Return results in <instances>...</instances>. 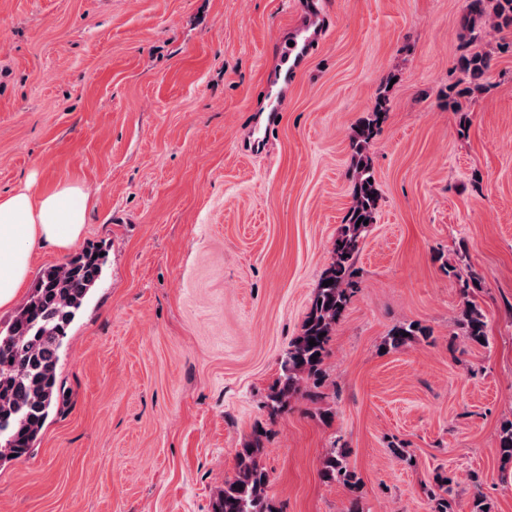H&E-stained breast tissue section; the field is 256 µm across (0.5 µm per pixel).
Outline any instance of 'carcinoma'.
<instances>
[{
    "label": "carcinoma",
    "instance_id": "carcinoma-1",
    "mask_svg": "<svg viewBox=\"0 0 512 512\" xmlns=\"http://www.w3.org/2000/svg\"><path fill=\"white\" fill-rule=\"evenodd\" d=\"M483 24L498 32L512 29V0H469L460 20L466 42L479 39ZM501 48L503 44L499 43L494 48L470 51L457 58L455 71L459 77L448 88V108L461 112L468 97L485 90L483 77ZM385 111V99L380 97L354 128L352 200L301 333L289 342L282 355L281 373L267 396L266 408L271 417L285 410L306 385L317 387L322 383L331 336L358 289L356 260L363 248L364 234L375 222L380 200L377 183L372 181L374 174L368 152ZM361 218L368 224L358 223ZM102 253L101 247H86L66 263L41 270L12 319L0 326V465L29 454L51 405L60 396L56 373L59 352L68 326L100 279L106 263ZM445 273L458 282L465 298L456 318L461 335L469 343L488 344L486 317L469 300L471 294L482 288L480 277L472 270L464 273L454 265L445 266ZM330 279L333 283L323 286ZM430 336L429 329L419 322L402 323L390 329L384 348L396 350L420 337ZM311 339L315 340L313 347L309 345ZM498 447L502 460L512 462V421L501 426ZM263 452L260 433L238 450L236 473L224 480L214 512H273L267 495L271 478L260 464ZM322 476L350 489L359 485V478L349 468L346 450L341 446L334 445L327 450ZM439 488L443 493L434 497L433 512H458L451 480L441 479Z\"/></svg>",
    "mask_w": 512,
    "mask_h": 512
}]
</instances>
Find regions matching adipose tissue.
<instances>
[{"mask_svg":"<svg viewBox=\"0 0 512 512\" xmlns=\"http://www.w3.org/2000/svg\"><path fill=\"white\" fill-rule=\"evenodd\" d=\"M89 213L88 193L73 184L37 196L26 190L0 196V308L15 302L38 251L78 244Z\"/></svg>","mask_w":512,"mask_h":512,"instance_id":"adipose-tissue-1","label":"adipose tissue"}]
</instances>
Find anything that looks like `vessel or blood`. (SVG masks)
<instances>
[{
  "label": "vessel or blood",
  "instance_id": "b4317fda",
  "mask_svg": "<svg viewBox=\"0 0 512 512\" xmlns=\"http://www.w3.org/2000/svg\"><path fill=\"white\" fill-rule=\"evenodd\" d=\"M306 4L303 24L295 31L291 42L280 45V68L267 91L268 110L253 121L259 138H266L277 126L294 73L321 47L328 31L330 21L322 0H306Z\"/></svg>",
  "mask_w": 512,
  "mask_h": 512
}]
</instances>
